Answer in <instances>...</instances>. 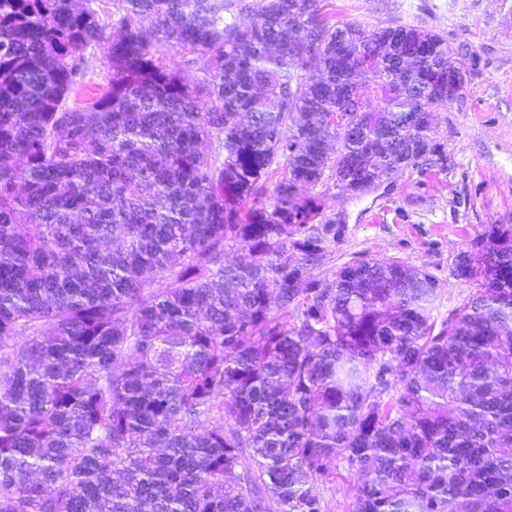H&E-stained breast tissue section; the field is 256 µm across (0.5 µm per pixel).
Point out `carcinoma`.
<instances>
[{"mask_svg":"<svg viewBox=\"0 0 512 512\" xmlns=\"http://www.w3.org/2000/svg\"><path fill=\"white\" fill-rule=\"evenodd\" d=\"M479 63L330 0H0V512H330L341 469L347 512H512V224L440 322L398 261L309 277L316 187L445 160ZM107 50L105 48H97L87 55L85 85L94 88H104L106 85V61ZM356 476L350 475L347 471H342V475L336 478V481L326 483L323 488L324 497L329 508L333 512H345L348 504L352 500Z\"/></svg>","mask_w":512,"mask_h":512,"instance_id":"1","label":"carcinoma"}]
</instances>
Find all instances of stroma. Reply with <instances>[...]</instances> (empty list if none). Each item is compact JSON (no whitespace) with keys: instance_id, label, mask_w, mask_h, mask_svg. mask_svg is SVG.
I'll return each instance as SVG.
<instances>
[{"instance_id":"obj_1","label":"stroma","mask_w":512,"mask_h":512,"mask_svg":"<svg viewBox=\"0 0 512 512\" xmlns=\"http://www.w3.org/2000/svg\"><path fill=\"white\" fill-rule=\"evenodd\" d=\"M338 20L373 29L400 24L443 33L480 58L462 108L434 116L441 166L408 167L357 196L327 189L323 256L311 278L346 264L395 260L439 279L434 317L469 301L472 283L451 276L456 256L489 224H512V0H332Z\"/></svg>"}]
</instances>
